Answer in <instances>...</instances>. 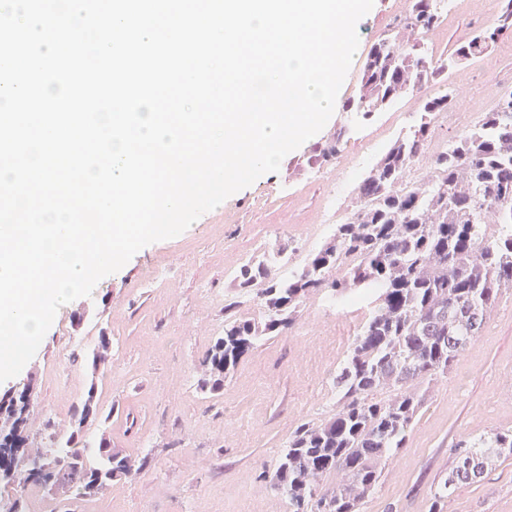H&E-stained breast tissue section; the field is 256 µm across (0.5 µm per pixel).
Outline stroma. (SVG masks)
I'll use <instances>...</instances> for the list:
<instances>
[{
  "label": "stroma",
  "mask_w": 512,
  "mask_h": 512,
  "mask_svg": "<svg viewBox=\"0 0 512 512\" xmlns=\"http://www.w3.org/2000/svg\"><path fill=\"white\" fill-rule=\"evenodd\" d=\"M498 0H444L443 21L427 37L433 55L452 49L474 29L494 20ZM408 0H374L357 24L359 49L320 138L344 130V145L323 165L308 164L305 142L280 169L257 179L203 214L177 237L152 243L91 295L58 310L35 356L0 393L33 381L34 427L68 429L74 405L94 391L114 447L148 464L135 477L114 483L81 512H288V501L265 481L289 433L302 423L335 414L332 381L351 345L345 334L328 346L338 317L314 295L295 326L244 358L213 396L199 390L203 357L224 333V296L244 255L287 249L301 264L317 247L306 224H341L354 206L359 175L370 168L400 130L416 124L422 99L411 94L363 119L343 111L355 92L371 42L390 33ZM512 88V37L475 61L453 69L444 85L451 111L470 116L496 106ZM112 340L99 374L87 359L100 335ZM512 431V290L503 291L480 336L432 381L403 448L386 462L373 494L357 512H429L430 488L454 466L457 443L495 431ZM447 512H512V460L499 461L475 484L448 498Z\"/></svg>",
  "instance_id": "35a3bbf8"
}]
</instances>
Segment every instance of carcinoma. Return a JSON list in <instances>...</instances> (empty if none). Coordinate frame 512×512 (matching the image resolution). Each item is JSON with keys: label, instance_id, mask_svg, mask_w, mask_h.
<instances>
[{"label": "carcinoma", "instance_id": "cac0c4a2", "mask_svg": "<svg viewBox=\"0 0 512 512\" xmlns=\"http://www.w3.org/2000/svg\"><path fill=\"white\" fill-rule=\"evenodd\" d=\"M441 0H409L394 30L372 43L357 91L346 109L367 120L407 94H423L420 120L398 136L355 188L356 205L343 224L289 275H275L268 260H247L232 277L224 300V335L207 350L198 380L212 395L259 344L282 335L299 308L321 291L344 297L369 292L368 315L336 371L339 410L289 435L269 484L288 499L289 512H357L378 486L382 463L404 446L421 407L420 385L448 373L455 358L479 336L489 308L512 288V107H495L465 136L434 159L430 178L407 180V170L429 141L434 118L449 96L431 93L461 63L489 53L512 35V0H498V16L453 50L433 56L424 38L438 26ZM342 133L316 145L308 162H328L341 151ZM497 224L490 234L486 224ZM259 301L260 318L236 315L240 299ZM111 345L99 336L92 352L98 370ZM37 392L28 380L0 395V483L19 494L0 497V512H25L30 486L61 482L73 491L62 512H77L141 466L101 435L95 452L85 424L102 420L89 389L74 407L69 432L49 443L31 435ZM455 466L431 490L429 512H443L448 495L474 484L489 466L512 458V431L461 440ZM45 455L52 467L36 473L26 459ZM333 472L341 480L323 487Z\"/></svg>", "mask_w": 512, "mask_h": 512}]
</instances>
